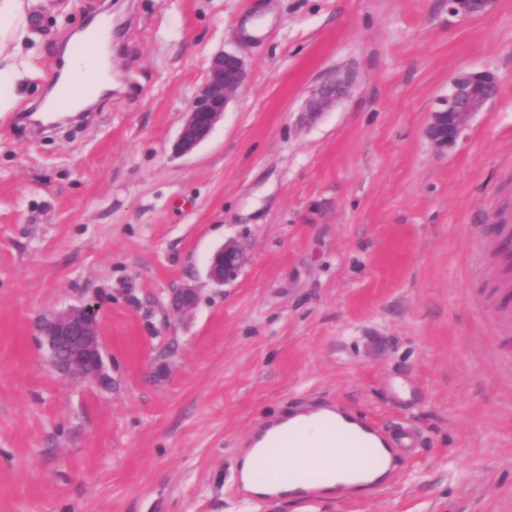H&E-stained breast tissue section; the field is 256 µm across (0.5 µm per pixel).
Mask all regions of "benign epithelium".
<instances>
[{"label":"benign epithelium","instance_id":"7a95c632","mask_svg":"<svg viewBox=\"0 0 512 512\" xmlns=\"http://www.w3.org/2000/svg\"><path fill=\"white\" fill-rule=\"evenodd\" d=\"M491 0H448L452 13L475 15L484 12ZM246 79L243 57L234 51H221L210 60L206 77L198 89L179 129L177 153L187 155L209 139L223 120L229 104ZM342 81H329L313 89L304 111L315 118L330 109L348 93ZM495 77L485 71L454 77L448 95L429 113L425 136L440 151L454 146L469 118L481 111L497 94ZM246 263L240 243L231 239L219 247L206 264L207 282L221 288L234 281ZM200 289L184 283L170 290L166 309L178 318L191 316L199 302ZM38 330L48 346L53 369L61 376L90 386L111 383L107 371L104 344L97 305L87 302L44 315Z\"/></svg>","mask_w":512,"mask_h":512}]
</instances>
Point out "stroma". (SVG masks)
Masks as SVG:
<instances>
[{"label": "stroma", "instance_id": "obj_1", "mask_svg": "<svg viewBox=\"0 0 512 512\" xmlns=\"http://www.w3.org/2000/svg\"><path fill=\"white\" fill-rule=\"evenodd\" d=\"M19 112L81 30L110 22L112 91L42 134L0 115V512H512V322L483 241L512 198V0H48ZM248 76L210 138L174 151L210 58ZM498 93L456 145L424 130L454 76ZM351 78L306 119L310 91ZM247 262L209 285L225 241ZM195 283L185 320L171 288ZM100 306L110 390L64 379L39 315ZM326 398L422 435L391 481L252 507L256 425ZM199 294V288L190 283H184L176 288H171L167 297L166 309L174 317H189L197 308Z\"/></svg>", "mask_w": 512, "mask_h": 512}]
</instances>
